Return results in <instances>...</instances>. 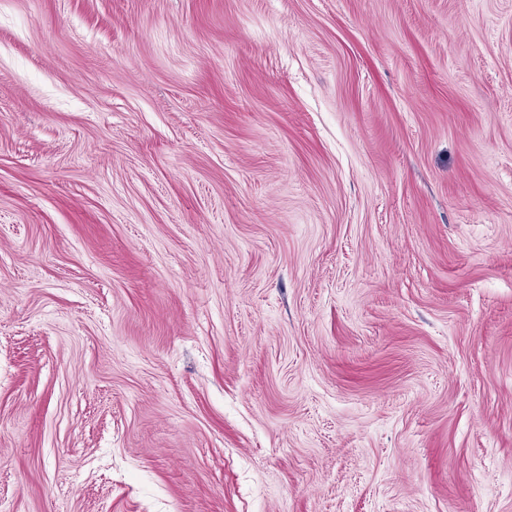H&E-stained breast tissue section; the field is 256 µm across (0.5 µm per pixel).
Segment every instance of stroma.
Wrapping results in <instances>:
<instances>
[{
  "mask_svg": "<svg viewBox=\"0 0 512 512\" xmlns=\"http://www.w3.org/2000/svg\"><path fill=\"white\" fill-rule=\"evenodd\" d=\"M0 512H512V0H0Z\"/></svg>",
  "mask_w": 512,
  "mask_h": 512,
  "instance_id": "1",
  "label": "stroma"
}]
</instances>
